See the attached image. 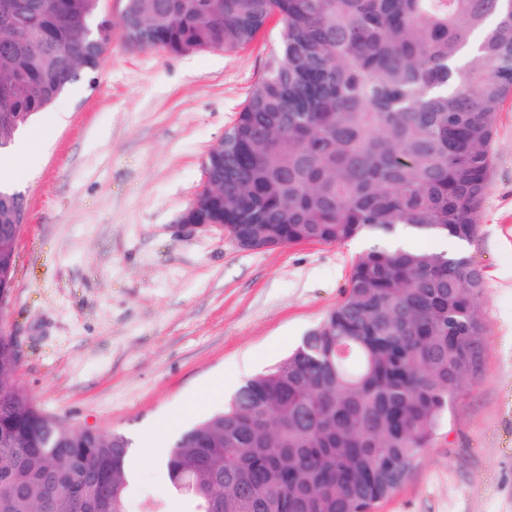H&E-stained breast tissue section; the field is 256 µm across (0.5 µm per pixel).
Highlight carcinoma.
<instances>
[{
  "label": "carcinoma",
  "mask_w": 512,
  "mask_h": 512,
  "mask_svg": "<svg viewBox=\"0 0 512 512\" xmlns=\"http://www.w3.org/2000/svg\"><path fill=\"white\" fill-rule=\"evenodd\" d=\"M121 37L173 55L232 52L279 20L281 43L224 132V193L195 213L245 247L371 237L343 299L166 454L184 512H376L448 422L482 362L481 269L393 251L406 225L470 241L512 96V0H119ZM43 55L0 42V133L51 107L112 45L101 0H30ZM481 33L477 53L472 37ZM26 210L0 187V234ZM0 333V512H129L122 433L76 430L9 385Z\"/></svg>",
  "instance_id": "cac0c4a2"
}]
</instances>
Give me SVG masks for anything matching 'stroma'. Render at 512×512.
I'll return each instance as SVG.
<instances>
[{"label": "stroma", "mask_w": 512, "mask_h": 512, "mask_svg": "<svg viewBox=\"0 0 512 512\" xmlns=\"http://www.w3.org/2000/svg\"><path fill=\"white\" fill-rule=\"evenodd\" d=\"M270 20L249 46L175 56L114 40L36 126L50 138L12 188L26 199L0 331L13 379L66 423L135 437L136 483L166 494L158 460L183 428L235 392L213 382L278 363L341 300L371 246L246 251L181 228L207 152L236 121L280 42ZM479 231L465 254L485 276L484 357L448 424L378 512H512V99L496 121Z\"/></svg>", "instance_id": "obj_1"}]
</instances>
